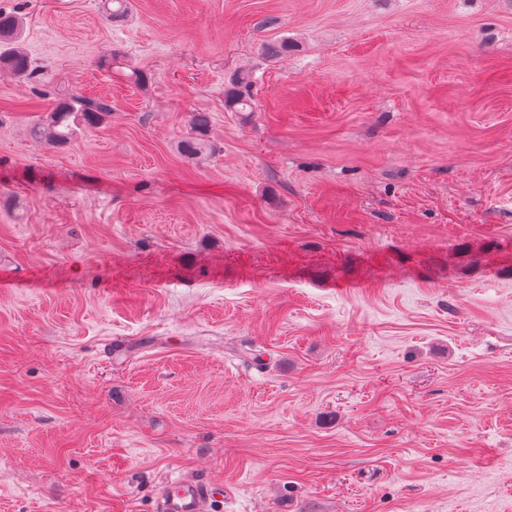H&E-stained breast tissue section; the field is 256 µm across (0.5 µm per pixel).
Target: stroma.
Listing matches in <instances>:
<instances>
[{
	"label": "stroma",
	"mask_w": 512,
	"mask_h": 512,
	"mask_svg": "<svg viewBox=\"0 0 512 512\" xmlns=\"http://www.w3.org/2000/svg\"><path fill=\"white\" fill-rule=\"evenodd\" d=\"M129 2L0 0V512H512V0ZM21 25L14 12L0 7V68L19 78L36 80L40 76L38 66L19 44ZM111 112L112 105L107 100L64 94L48 113L46 123L34 126L31 135L52 145H64L82 128L100 125ZM191 124L197 137H191L181 142V152L186 156H192L201 151L204 144V140L201 137L206 134L210 127L209 116L204 112L193 113ZM218 503L224 504L223 484L181 478L159 487L153 512H218Z\"/></svg>",
	"instance_id": "1"
}]
</instances>
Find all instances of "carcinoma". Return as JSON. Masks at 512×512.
<instances>
[{
    "label": "carcinoma",
    "instance_id": "carcinoma-1",
    "mask_svg": "<svg viewBox=\"0 0 512 512\" xmlns=\"http://www.w3.org/2000/svg\"><path fill=\"white\" fill-rule=\"evenodd\" d=\"M21 25L22 21L15 13L0 7V68L7 69L19 78L36 80L40 76L38 66L20 46ZM111 112L112 105L104 99L68 93L48 113L45 123L31 129V135L53 145H64L82 128L101 124ZM191 124L196 136L180 144L181 152L186 156L201 151L204 144L202 136L210 127L209 116L204 112H195Z\"/></svg>",
    "mask_w": 512,
    "mask_h": 512
}]
</instances>
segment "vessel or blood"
<instances>
[{
    "instance_id": "vessel-or-blood-1",
    "label": "vessel or blood",
    "mask_w": 512,
    "mask_h": 512,
    "mask_svg": "<svg viewBox=\"0 0 512 512\" xmlns=\"http://www.w3.org/2000/svg\"><path fill=\"white\" fill-rule=\"evenodd\" d=\"M223 500V484L182 478L159 487L153 512H217Z\"/></svg>"
}]
</instances>
